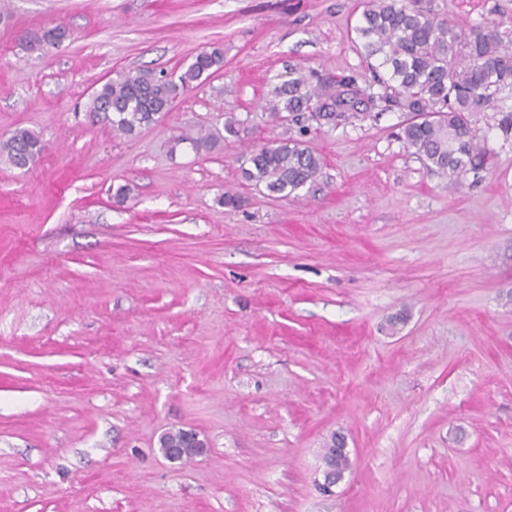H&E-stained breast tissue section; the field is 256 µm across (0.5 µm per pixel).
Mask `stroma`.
<instances>
[{"label":"stroma","mask_w":512,"mask_h":512,"mask_svg":"<svg viewBox=\"0 0 512 512\" xmlns=\"http://www.w3.org/2000/svg\"><path fill=\"white\" fill-rule=\"evenodd\" d=\"M0 512H512V136L445 177L405 113L310 126L313 182L269 196L247 151L297 137L262 108L293 69L374 82L361 0H0ZM512 46V0H432ZM64 28L57 49L31 31ZM224 68L126 137L85 103L118 71ZM245 134L212 152L175 136ZM124 202H115L118 186ZM239 208L219 205L224 194ZM187 428L202 456L167 461ZM351 466L323 493V450ZM243 123L232 116L224 121V135L219 130L200 129L195 135L181 134L172 139L171 151H176L181 145L188 144L196 153L202 151L210 152L218 146L221 141L230 138L239 139L244 132ZM44 146L39 133L17 128L8 136L0 137V163L26 169L37 163ZM159 448L163 457L170 462H181L185 457V448H191L194 456L202 455L208 448V443L201 439L193 430H181L179 438H172L170 434H164L159 439Z\"/></svg>","instance_id":"stroma-1"}]
</instances>
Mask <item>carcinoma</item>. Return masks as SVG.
Instances as JSON below:
<instances>
[{
  "instance_id": "1",
  "label": "carcinoma",
  "mask_w": 512,
  "mask_h": 512,
  "mask_svg": "<svg viewBox=\"0 0 512 512\" xmlns=\"http://www.w3.org/2000/svg\"><path fill=\"white\" fill-rule=\"evenodd\" d=\"M354 42L371 65L379 93L361 99L363 107L345 102L336 86H353L356 78L336 85L313 82L311 71L272 86L263 109L273 120L299 125L304 119L336 122L378 107L408 115L402 139L439 174L458 176L486 166L489 152L471 128V116L497 107L501 91L512 85V50L501 41L494 23L461 34L441 18L428 0H364ZM224 69V48L200 51L180 73L120 71L88 97L92 120L104 122L112 133L132 135L172 111L175 101L193 84ZM242 123L232 117L224 131L200 129L172 139L171 151L186 144L200 153L222 141L238 139ZM44 146L39 133L17 128L0 137V163L26 169L37 163ZM320 158L297 139L273 140L250 151L242 174L265 185L272 194L289 196L313 181Z\"/></svg>"
}]
</instances>
